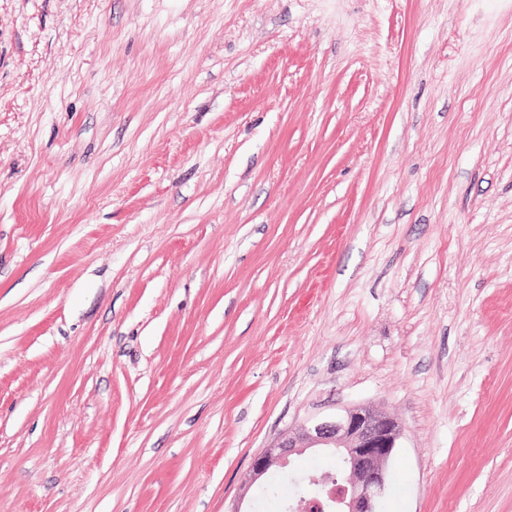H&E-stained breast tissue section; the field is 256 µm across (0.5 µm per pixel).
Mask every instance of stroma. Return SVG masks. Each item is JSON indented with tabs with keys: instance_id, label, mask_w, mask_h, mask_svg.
I'll return each mask as SVG.
<instances>
[{
	"instance_id": "1",
	"label": "stroma",
	"mask_w": 512,
	"mask_h": 512,
	"mask_svg": "<svg viewBox=\"0 0 512 512\" xmlns=\"http://www.w3.org/2000/svg\"><path fill=\"white\" fill-rule=\"evenodd\" d=\"M355 404L512 512V0H0V512H288Z\"/></svg>"
}]
</instances>
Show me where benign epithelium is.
I'll return each mask as SVG.
<instances>
[{
	"mask_svg": "<svg viewBox=\"0 0 512 512\" xmlns=\"http://www.w3.org/2000/svg\"><path fill=\"white\" fill-rule=\"evenodd\" d=\"M401 434L395 418L370 405H353L274 440L253 458L244 485H252L274 466L286 467L294 454L313 448L330 450L341 463L340 473L309 477L308 483L318 491L300 499L298 510L378 512L386 490L387 464Z\"/></svg>",
	"mask_w": 512,
	"mask_h": 512,
	"instance_id": "1",
	"label": "benign epithelium"
}]
</instances>
